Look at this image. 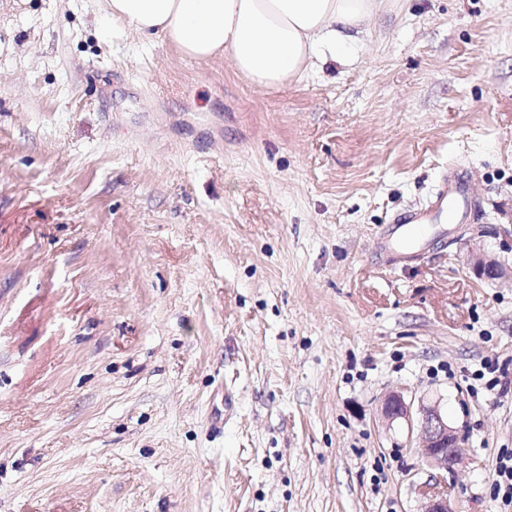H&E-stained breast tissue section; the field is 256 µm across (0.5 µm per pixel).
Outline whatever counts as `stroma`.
<instances>
[{"label":"stroma","mask_w":512,"mask_h":512,"mask_svg":"<svg viewBox=\"0 0 512 512\" xmlns=\"http://www.w3.org/2000/svg\"><path fill=\"white\" fill-rule=\"evenodd\" d=\"M456 164L470 220L386 264ZM474 246L512 267V0H386L269 92L104 0H0V512H496L512 285ZM472 265L477 274L482 276L491 275L493 280H509L512 285V271L510 276L503 266L495 259L487 257L482 252H473L471 257ZM381 417L392 424L398 420H410L411 405L407 403L404 396L398 392L386 394L380 404ZM418 446L422 457L434 468L448 471L458 464L466 451L456 428L436 405L418 409ZM424 500L421 512H454L448 501V492L432 488L430 483H425L419 489Z\"/></svg>","instance_id":"1"}]
</instances>
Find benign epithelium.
<instances>
[{
    "label": "benign epithelium",
    "instance_id": "1",
    "mask_svg": "<svg viewBox=\"0 0 512 512\" xmlns=\"http://www.w3.org/2000/svg\"><path fill=\"white\" fill-rule=\"evenodd\" d=\"M472 265L477 274L491 275L493 280L509 279L508 272L495 259L482 252H473ZM381 417L389 424L410 420L411 405L398 392L386 394L380 404ZM418 449L422 457L434 468L448 470L458 464L466 451L456 428L435 405H422L418 409ZM424 500L421 512H455L448 501V493L426 483L419 489Z\"/></svg>",
    "mask_w": 512,
    "mask_h": 512
}]
</instances>
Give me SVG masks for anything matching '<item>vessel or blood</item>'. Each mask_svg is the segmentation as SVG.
Returning a JSON list of instances; mask_svg holds the SVG:
<instances>
[{
	"label": "vessel or blood",
	"mask_w": 512,
	"mask_h": 512,
	"mask_svg": "<svg viewBox=\"0 0 512 512\" xmlns=\"http://www.w3.org/2000/svg\"><path fill=\"white\" fill-rule=\"evenodd\" d=\"M472 204L466 172L443 176L426 206L408 211L389 224L377 244L379 252L405 258L419 255L440 235L444 221H455Z\"/></svg>",
	"instance_id": "obj_1"
}]
</instances>
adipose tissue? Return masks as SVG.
Wrapping results in <instances>:
<instances>
[{
	"instance_id": "ef3b65f1",
	"label": "adipose tissue",
	"mask_w": 512,
	"mask_h": 512,
	"mask_svg": "<svg viewBox=\"0 0 512 512\" xmlns=\"http://www.w3.org/2000/svg\"><path fill=\"white\" fill-rule=\"evenodd\" d=\"M113 23L170 42L187 59L228 56L235 72L273 91L316 57L344 56L352 30L382 0H108Z\"/></svg>"
}]
</instances>
